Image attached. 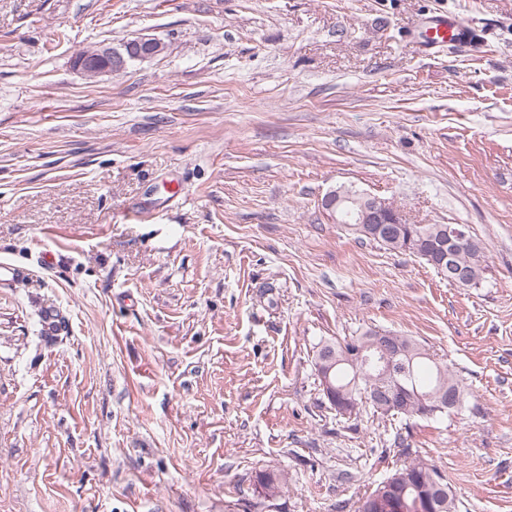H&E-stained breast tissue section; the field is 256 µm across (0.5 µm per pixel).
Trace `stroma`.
Returning a JSON list of instances; mask_svg holds the SVG:
<instances>
[{
    "instance_id": "1",
    "label": "stroma",
    "mask_w": 512,
    "mask_h": 512,
    "mask_svg": "<svg viewBox=\"0 0 512 512\" xmlns=\"http://www.w3.org/2000/svg\"><path fill=\"white\" fill-rule=\"evenodd\" d=\"M436 12L485 46L426 51ZM339 188L469 225L483 281L348 232ZM0 260V512H356L409 451L512 512V0H0ZM369 329L465 407L337 414L313 351ZM164 43L156 37H141L130 45L120 49L100 44L90 47L79 54L74 61L75 67L89 77L118 73L127 68L132 61H144L161 54ZM256 478L266 498L278 497L288 484L286 474L277 470L261 472Z\"/></svg>"
}]
</instances>
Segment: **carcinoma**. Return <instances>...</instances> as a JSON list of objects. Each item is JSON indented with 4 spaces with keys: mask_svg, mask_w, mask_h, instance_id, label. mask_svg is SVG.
I'll return each instance as SVG.
<instances>
[{
    "mask_svg": "<svg viewBox=\"0 0 512 512\" xmlns=\"http://www.w3.org/2000/svg\"><path fill=\"white\" fill-rule=\"evenodd\" d=\"M451 224H397L390 241H379L391 251L404 252L424 258L423 249L431 242L448 237ZM454 262L464 271L457 286L470 288L479 284L486 270L484 250H463L456 254ZM378 338V331L369 330L359 336H353L342 342H323L316 347L314 355L315 372H324L330 384L344 399L352 401L354 408L366 403L374 412L383 416L401 418L442 419L451 413L448 408L435 406L433 397L439 391L452 394L455 409L464 405L468 392L448 364L435 358L423 344L411 336L395 333L396 349L392 357V372L381 375L372 370H362L353 359V352ZM399 384L408 392V403L403 411H389L375 401L374 395L381 391H390L391 386ZM436 479L444 489L445 499L441 512H457V499L448 488L438 469L420 457H410L388 476L393 489L403 496L407 506L405 512H419L414 506L418 497L420 482ZM264 496L276 498L288 484L287 476L281 471H264L257 475Z\"/></svg>",
    "mask_w": 512,
    "mask_h": 512,
    "instance_id": "carcinoma-1",
    "label": "carcinoma"
}]
</instances>
